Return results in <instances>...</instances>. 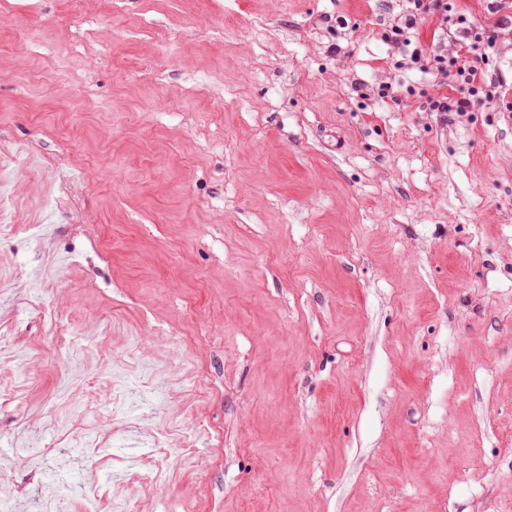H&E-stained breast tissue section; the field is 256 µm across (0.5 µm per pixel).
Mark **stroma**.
<instances>
[{"label":"stroma","mask_w":512,"mask_h":512,"mask_svg":"<svg viewBox=\"0 0 512 512\" xmlns=\"http://www.w3.org/2000/svg\"><path fill=\"white\" fill-rule=\"evenodd\" d=\"M399 12L0 0L11 512L48 468L67 512L92 479L104 512L126 480L137 512H512V111H431ZM197 426L198 469L152 484L140 449Z\"/></svg>","instance_id":"1"}]
</instances>
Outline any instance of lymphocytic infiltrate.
Segmentation results:
<instances>
[{"label": "lymphocytic infiltrate", "mask_w": 512, "mask_h": 512, "mask_svg": "<svg viewBox=\"0 0 512 512\" xmlns=\"http://www.w3.org/2000/svg\"><path fill=\"white\" fill-rule=\"evenodd\" d=\"M512 0H491L490 10L498 13L494 28L475 24L463 12L457 11L453 0H407L408 6L391 27L395 41L410 46L402 58L401 67L433 70L440 78V92L430 98L434 112H471L477 106L504 100L505 84L488 83L486 66L489 49L495 47L500 30L512 27V13L507 12ZM423 15L439 21L433 32V44L415 40L417 19ZM457 26L461 33L455 50H448L446 39L449 26ZM458 87L456 95H448L447 86Z\"/></svg>", "instance_id": "obj_1"}]
</instances>
